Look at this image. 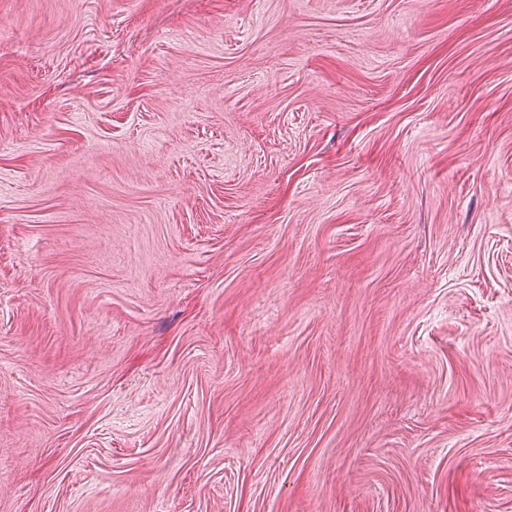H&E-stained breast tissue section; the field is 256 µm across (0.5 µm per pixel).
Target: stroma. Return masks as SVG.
Segmentation results:
<instances>
[{
  "label": "stroma",
  "mask_w": 512,
  "mask_h": 512,
  "mask_svg": "<svg viewBox=\"0 0 512 512\" xmlns=\"http://www.w3.org/2000/svg\"><path fill=\"white\" fill-rule=\"evenodd\" d=\"M0 512H512V0H0Z\"/></svg>",
  "instance_id": "35a3bbf8"
}]
</instances>
